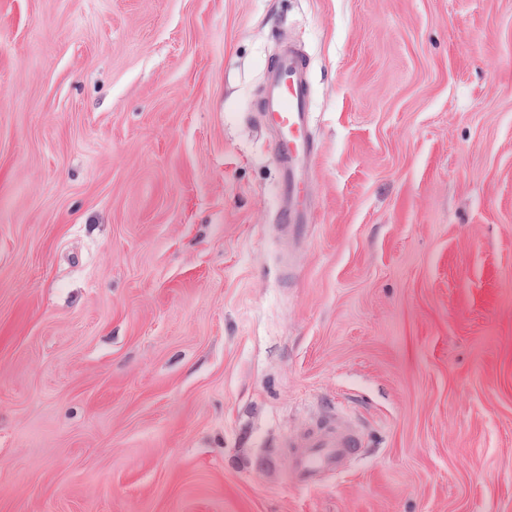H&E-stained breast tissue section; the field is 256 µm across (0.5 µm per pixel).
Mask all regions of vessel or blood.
I'll use <instances>...</instances> for the list:
<instances>
[{
  "label": "vessel or blood",
  "mask_w": 512,
  "mask_h": 512,
  "mask_svg": "<svg viewBox=\"0 0 512 512\" xmlns=\"http://www.w3.org/2000/svg\"><path fill=\"white\" fill-rule=\"evenodd\" d=\"M306 56L294 45H284L265 69L261 118L271 136L279 179L275 188V222L282 239L299 244L312 224L314 209L306 188L318 154L311 133L312 107ZM296 468L303 485L315 484L323 472L340 460L358 454L362 442L357 430L337 422H321L292 440Z\"/></svg>",
  "instance_id": "b4317fda"
}]
</instances>
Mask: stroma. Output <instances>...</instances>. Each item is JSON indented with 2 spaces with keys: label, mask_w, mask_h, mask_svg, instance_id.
Segmentation results:
<instances>
[{
  "label": "stroma",
  "mask_w": 512,
  "mask_h": 512,
  "mask_svg": "<svg viewBox=\"0 0 512 512\" xmlns=\"http://www.w3.org/2000/svg\"><path fill=\"white\" fill-rule=\"evenodd\" d=\"M0 512H512V0H0ZM306 56L283 46L265 69L259 113L270 133L279 179L275 188V222L280 237L298 245L312 224L313 203L306 193L308 175L318 154L311 133L312 107ZM288 448H299L296 468L303 485L315 484L320 475L337 467L345 456L358 454L362 448L360 434L339 422H321L299 438L288 439Z\"/></svg>",
  "instance_id": "1"
}]
</instances>
